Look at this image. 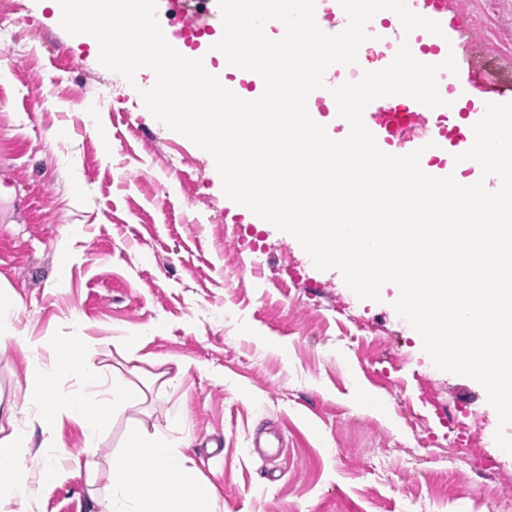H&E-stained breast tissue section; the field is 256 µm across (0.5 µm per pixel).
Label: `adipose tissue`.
I'll return each mask as SVG.
<instances>
[{
	"mask_svg": "<svg viewBox=\"0 0 512 512\" xmlns=\"http://www.w3.org/2000/svg\"><path fill=\"white\" fill-rule=\"evenodd\" d=\"M142 336L126 337L122 358L127 378L101 387V368L95 361L93 342L85 340L56 350L51 363H43L39 353L29 358L26 389L31 407L25 424L0 437V502L27 507L30 480L39 478L51 488L61 476L59 461L70 454L58 441L63 418L77 421L86 436L87 454H95L97 440L108 426L111 410L145 402L144 390L134 381ZM72 376L82 385L79 393L61 397L54 388L56 377ZM39 473H32L33 463ZM112 488L107 495L90 491V502L106 498L108 512H214L215 503L202 484L193 461L165 439L147 437L139 422H130L120 450L107 460Z\"/></svg>",
	"mask_w": 512,
	"mask_h": 512,
	"instance_id": "1",
	"label": "adipose tissue"
}]
</instances>
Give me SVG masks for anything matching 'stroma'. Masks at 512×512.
I'll return each mask as SVG.
<instances>
[{
	"label": "stroma",
	"instance_id": "stroma-1",
	"mask_svg": "<svg viewBox=\"0 0 512 512\" xmlns=\"http://www.w3.org/2000/svg\"><path fill=\"white\" fill-rule=\"evenodd\" d=\"M0 11L24 54L0 47V282L13 300L0 346V426L23 424L30 343L42 361L77 336L112 366L144 335L145 403L111 418L95 486L129 419L184 439L221 512H497L512 495V453L495 441L485 389L437 369L393 307L359 299L317 269L290 234L255 224L228 199L212 156L144 107L123 76L54 21L44 0ZM493 55H512V0H475ZM110 83L98 120L80 122L95 76ZM182 157L179 176L166 158ZM179 370L175 380L161 370ZM380 410L357 405L358 393ZM470 433L481 471L448 460V426ZM276 429L275 457L250 449ZM33 482L29 512H88V472L62 464ZM480 507H473V499Z\"/></svg>",
	"mask_w": 512,
	"mask_h": 512
}]
</instances>
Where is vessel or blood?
<instances>
[{
    "instance_id": "obj_1",
    "label": "vessel or blood",
    "mask_w": 512,
    "mask_h": 512,
    "mask_svg": "<svg viewBox=\"0 0 512 512\" xmlns=\"http://www.w3.org/2000/svg\"><path fill=\"white\" fill-rule=\"evenodd\" d=\"M415 13L436 21L441 35L417 29L404 34L399 17L391 11L379 12L366 25L369 45L377 53V68L387 67L401 42H408L413 56L426 64H438L454 55L458 71H440L437 75L442 106L427 107L406 95L382 97L364 112V122L374 134L379 148L392 155H405L421 150L420 166L428 175L444 177L464 173L471 181H484L496 190L500 180L483 176L480 165L472 160L455 162V155L466 152L474 143L473 126L482 119L490 103L512 102V81L490 67L479 54L477 34L466 0H407ZM315 21L325 33L343 31L347 16L338 0H315ZM342 65L330 66L324 75V88L313 91L307 109L314 121L325 126L335 139L347 137L350 126L337 113L328 112L333 104L332 88L338 87ZM442 155L443 163H433L434 155Z\"/></svg>"
}]
</instances>
